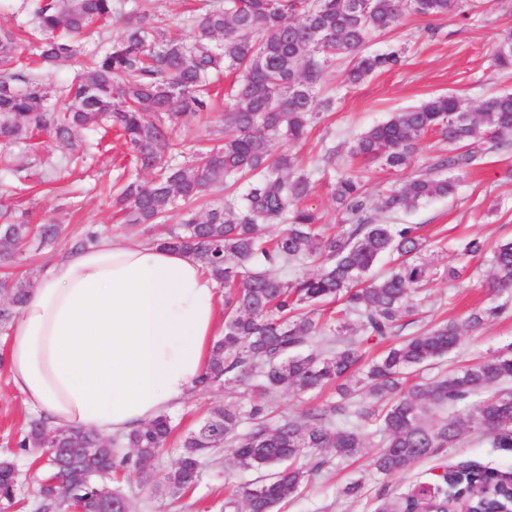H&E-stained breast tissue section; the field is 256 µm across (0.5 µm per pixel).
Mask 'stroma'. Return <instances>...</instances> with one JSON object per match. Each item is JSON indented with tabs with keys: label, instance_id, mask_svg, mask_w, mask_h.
Returning a JSON list of instances; mask_svg holds the SVG:
<instances>
[{
	"label": "stroma",
	"instance_id": "obj_1",
	"mask_svg": "<svg viewBox=\"0 0 512 512\" xmlns=\"http://www.w3.org/2000/svg\"><path fill=\"white\" fill-rule=\"evenodd\" d=\"M191 3L192 0H147L145 8L158 14L167 38L187 41L192 37L187 19ZM509 34L512 0H485L473 19L465 23L446 16H406L395 29L373 34L367 43L371 52L404 47L405 65L392 72L374 74L353 87L345 84L344 65H337L319 88L320 96L335 97V110L326 113L305 142L288 144V151L295 154L301 165L319 166L323 163L324 145L334 146L339 155H347L354 138L363 130L430 97L454 94L464 109L472 112L485 98L512 92V71L493 64L498 41ZM230 83V78L221 80L222 95L211 109L209 123L190 120L177 128L176 134L186 146H211L223 127L222 116L232 104L226 95ZM480 150L479 164L458 173L454 197L432 199L395 216H380L386 224L426 225L430 232L427 255L437 269L418 313L403 318L400 335L416 333L444 320L464 322L470 312L489 303L483 283L490 268L482 259L462 255L460 245L471 236L491 243L512 239V150L496 148L488 142ZM67 153L65 145L56 143L50 153L30 155L33 168L46 170L50 180L22 192L15 191L13 176L0 170V202L13 207L19 220L63 224L68 233L67 238L55 244L31 247L21 260L0 262V277L16 276L31 268L47 270L68 252L71 238L90 229L102 236L120 235L153 242L178 228L180 216L175 212L159 224L124 221L108 193L109 184L130 162L123 140L111 137L103 147L87 150L83 166L76 168L64 164ZM461 266L466 269L464 276L449 280V268ZM8 344V335L0 332V458L13 460L19 472V503L12 512H34L47 461L41 452H24L18 447L31 416L11 390L6 363ZM510 344L512 310L489 321L479 334L463 335L458 349L445 360L444 366L460 368ZM239 392L234 383L221 390L193 392L171 410L176 429L165 450L143 474H128L120 480L131 512H217L227 490L254 482L255 473L236 466L230 452L223 448L207 457L200 482L182 498L166 496L152 487L153 481L175 462L181 436L212 405L237 399ZM464 463L512 474V448H494L468 438L436 456L416 461L407 472L389 479L371 472L365 459L346 460L316 475L282 512H375L381 499L432 482L443 468ZM354 481L362 484L360 494L354 498L344 496L343 488Z\"/></svg>",
	"mask_w": 512,
	"mask_h": 512
}]
</instances>
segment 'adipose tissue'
<instances>
[{
	"instance_id": "obj_1",
	"label": "adipose tissue",
	"mask_w": 512,
	"mask_h": 512,
	"mask_svg": "<svg viewBox=\"0 0 512 512\" xmlns=\"http://www.w3.org/2000/svg\"><path fill=\"white\" fill-rule=\"evenodd\" d=\"M191 255L103 238L41 276L10 326L12 390L52 427L123 436L186 400L220 333Z\"/></svg>"
}]
</instances>
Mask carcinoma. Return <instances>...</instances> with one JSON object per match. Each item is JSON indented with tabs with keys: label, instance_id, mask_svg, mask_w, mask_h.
I'll list each match as a JSON object with an SVG mask.
<instances>
[{
	"label": "carcinoma",
	"instance_id": "carcinoma-1",
	"mask_svg": "<svg viewBox=\"0 0 512 512\" xmlns=\"http://www.w3.org/2000/svg\"><path fill=\"white\" fill-rule=\"evenodd\" d=\"M475 0H200L190 21L188 42L166 38L146 13L134 8L124 35L104 50L88 51L81 72L67 90L63 108H52L53 89L38 71L70 60L96 45L112 21L113 0H25L30 16V55L18 53L14 32L0 25V142L31 146L42 135L70 148L75 167L84 159L83 134L102 122L119 131L135 168L152 174L129 179L117 203L130 224H151L171 211L181 225L160 241L189 252L224 286V333L214 341L202 390L228 383L263 392L293 387L312 393L338 383L340 400L310 404L305 423L288 415L270 417L259 402L212 407L181 441L178 464L160 476L164 489L179 496L199 480L202 460L215 448L230 449L236 463L257 480L224 498L222 512H280L308 485L312 475L336 461L366 455L364 433L378 439L368 467L389 478L417 460L476 434L495 448H512V390L480 393L512 380V348L492 353L458 370L406 385V375L453 352L462 332L477 329L507 310L498 304L472 313L467 322L447 321L392 343L378 359L366 360L363 346L395 335L397 322L415 308L414 296L433 280L432 260L420 224H381L369 205L353 161L376 160L401 172L411 164L419 140L429 132L452 145L428 171L394 183L381 209L397 214L434 198L455 194L451 172L479 161L487 140L512 149V93L493 95L475 112L457 97L435 96L392 114L354 139L344 167L336 169V147H325L321 168L308 171L294 154L274 149L284 138L300 142L334 100H317V89L336 61L348 63V81L405 62L395 46L368 53L376 32L396 26L407 14L470 19ZM497 67L512 69V36L497 44ZM237 75L234 105L224 113V138L208 151L178 161L182 144L175 129L209 111L210 85L223 73ZM156 120L150 121L147 115ZM329 177L340 230L325 233L324 215L312 208L315 175ZM216 187L228 191L224 204L209 210L196 203ZM280 224L278 235L265 237ZM57 224L31 225L0 210V259L12 260L31 241L49 244ZM466 255H490L486 288L512 292V241L490 244L474 237ZM386 257L395 264L375 271ZM315 262L316 273L288 276L296 264ZM36 276L0 280L9 304L0 308V330L35 286ZM345 299L334 314L320 305ZM465 405L462 412L435 419L437 411ZM173 430L168 413L107 445L93 431L30 423L19 443L24 450L54 449L53 477L38 490L37 512H119L125 495L105 479L113 472L143 470L163 450ZM134 449L124 453L120 445ZM78 469L90 479L72 484ZM16 467L0 459V507L15 503ZM473 512L512 507V481L491 478L475 464L462 466L453 486L448 477L385 498L378 512H448L459 498Z\"/></svg>",
	"mask_w": 512,
	"mask_h": 512
}]
</instances>
